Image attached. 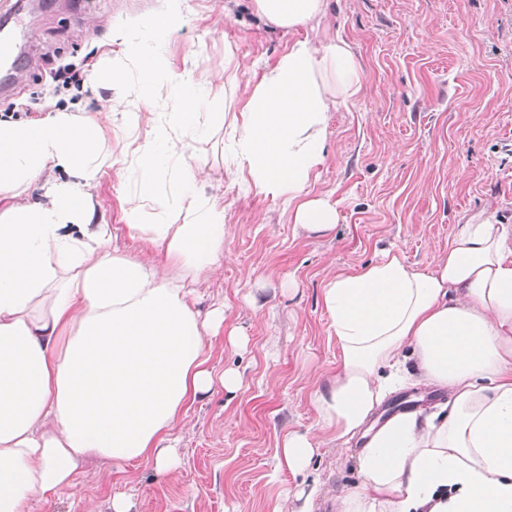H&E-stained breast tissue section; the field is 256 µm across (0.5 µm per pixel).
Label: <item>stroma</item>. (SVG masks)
I'll use <instances>...</instances> for the list:
<instances>
[{
	"instance_id": "stroma-1",
	"label": "stroma",
	"mask_w": 512,
	"mask_h": 512,
	"mask_svg": "<svg viewBox=\"0 0 512 512\" xmlns=\"http://www.w3.org/2000/svg\"><path fill=\"white\" fill-rule=\"evenodd\" d=\"M163 0H55L32 9L31 34L0 115L29 121L52 110L109 109L117 94L135 99L140 73L126 64L116 32L143 35ZM330 32L349 42L363 88L328 114L330 155L312 195H329L338 225L326 235L289 224L280 200L240 190L224 170L221 136L197 142L198 189L223 193L229 234L224 268L202 282L206 303L224 306L225 327L242 345L216 336V371L237 369L240 388L216 390L176 430L180 466L158 473L145 462L114 472L100 463L79 474L69 495L35 512H111L129 495L133 512H272L286 491L320 485L329 494L358 478L354 451L320 449L308 470L278 468L286 433L314 427L310 393L336 369V342L321 305L326 279L401 250L427 269L470 218L512 224V0H330ZM288 46L255 14L252 0H186L185 16L165 41L174 75L225 76L239 97L257 65ZM125 65L116 89L113 67ZM69 66L76 83L56 88ZM134 157L98 179L97 216L117 221V199L138 197Z\"/></svg>"
}]
</instances>
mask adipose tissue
Masks as SVG:
<instances>
[{"mask_svg": "<svg viewBox=\"0 0 512 512\" xmlns=\"http://www.w3.org/2000/svg\"><path fill=\"white\" fill-rule=\"evenodd\" d=\"M130 51L140 98L168 84L166 124L139 138L141 113L58 112L32 124L0 119V512L77 495L89 460L123 468L178 462L174 433L198 399L237 389L235 370L214 374L212 338L224 309L197 308L195 287L224 266V197L196 193L197 171L179 165L210 138L199 109L225 94L222 78L172 77L162 43L184 0H164ZM267 26H324L328 0H254ZM351 45L292 42L265 63L232 114L224 155L257 194L279 199L289 223L331 231L336 208L309 188L327 160L331 108L357 96ZM121 118L123 143L105 150L103 127ZM136 145L142 199L120 201V221L96 220L91 191L102 167ZM76 171L80 182H49ZM169 179L170 192L154 188ZM43 180L44 201L21 198ZM338 361L311 393L317 426L282 439L278 464L301 473L320 448L363 438L358 478L336 512H512V225H458L429 270L388 250L336 272L322 289ZM408 377L446 391L447 402L369 420Z\"/></svg>", "mask_w": 512, "mask_h": 512, "instance_id": "adipose-tissue-1", "label": "adipose tissue"}]
</instances>
